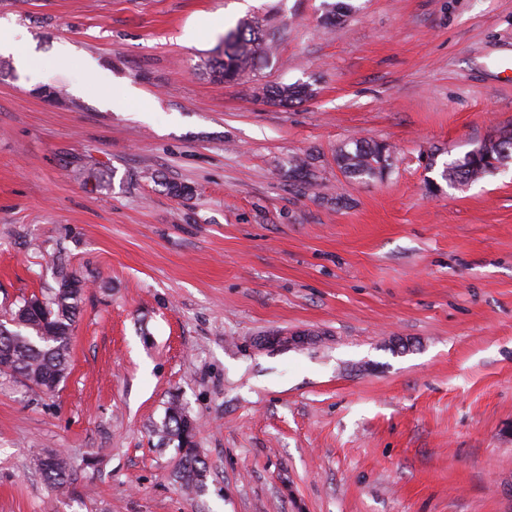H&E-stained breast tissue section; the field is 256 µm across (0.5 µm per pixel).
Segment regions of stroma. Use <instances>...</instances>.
Instances as JSON below:
<instances>
[{
    "mask_svg": "<svg viewBox=\"0 0 512 512\" xmlns=\"http://www.w3.org/2000/svg\"><path fill=\"white\" fill-rule=\"evenodd\" d=\"M234 2L0 0L41 74L0 71V319L57 264L86 283L58 389L0 376V512H512V161L440 176L512 130V0H248L182 41ZM250 17L268 63L212 81ZM354 139L387 176L338 168ZM175 400L200 495L151 432ZM266 98L274 104L288 106L313 97V90L305 84H276L266 87ZM344 144L336 153V162L343 172L356 180L383 178L393 165V150L387 144L355 141L354 149ZM39 456H45L50 459L45 468H39L44 481L54 490L64 492L74 479L73 468L69 458L65 454L58 452L39 454L37 457L40 458Z\"/></svg>",
    "mask_w": 512,
    "mask_h": 512,
    "instance_id": "stroma-1",
    "label": "stroma"
}]
</instances>
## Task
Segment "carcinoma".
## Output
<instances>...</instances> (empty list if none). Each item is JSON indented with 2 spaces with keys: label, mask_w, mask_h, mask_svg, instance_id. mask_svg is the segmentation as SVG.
<instances>
[{
  "label": "carcinoma",
  "mask_w": 512,
  "mask_h": 512,
  "mask_svg": "<svg viewBox=\"0 0 512 512\" xmlns=\"http://www.w3.org/2000/svg\"><path fill=\"white\" fill-rule=\"evenodd\" d=\"M275 32L258 17L242 20L224 35V52L201 61L214 80L233 82L256 68L266 59ZM266 98L288 106L313 97L305 84H276L266 87ZM343 172L356 180L382 178L393 165V150L387 144L354 142V149L343 145L336 153ZM490 170L459 160L445 167L442 177L453 182H474ZM56 286L47 295L24 298L12 310L10 322H0V351H11L12 359L0 360V375L8 376L30 390L51 393L64 382L70 372L72 330L79 313L83 280L67 267L56 272ZM195 419L173 402L155 426V433L177 442L180 457L175 466L176 481L191 493L206 487L207 469L193 441ZM50 462L40 469L44 481L62 492L72 484L73 468L69 458L58 452L48 453Z\"/></svg>",
  "instance_id": "1"
}]
</instances>
